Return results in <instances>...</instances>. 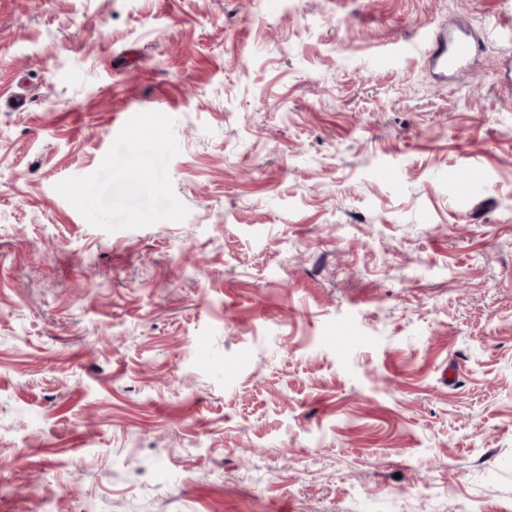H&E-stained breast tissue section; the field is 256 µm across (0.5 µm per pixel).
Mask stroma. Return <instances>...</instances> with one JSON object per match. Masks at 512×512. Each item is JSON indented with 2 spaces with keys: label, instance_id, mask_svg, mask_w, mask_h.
<instances>
[{
  "label": "stroma",
  "instance_id": "35a3bbf8",
  "mask_svg": "<svg viewBox=\"0 0 512 512\" xmlns=\"http://www.w3.org/2000/svg\"><path fill=\"white\" fill-rule=\"evenodd\" d=\"M0 512H512V0H0ZM430 44L429 59L433 68L439 73H447L460 67L469 60L472 51V44L469 39L456 36L448 37V32H433L428 35Z\"/></svg>",
  "mask_w": 512,
  "mask_h": 512
}]
</instances>
